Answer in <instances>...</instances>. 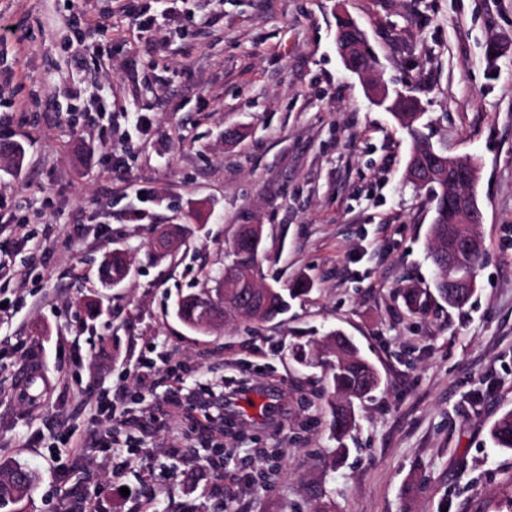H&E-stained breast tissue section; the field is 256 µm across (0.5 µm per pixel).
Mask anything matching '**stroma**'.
Masks as SVG:
<instances>
[{
	"label": "stroma",
	"mask_w": 512,
	"mask_h": 512,
	"mask_svg": "<svg viewBox=\"0 0 512 512\" xmlns=\"http://www.w3.org/2000/svg\"><path fill=\"white\" fill-rule=\"evenodd\" d=\"M113 6L0 0L18 28L0 39V143L24 147L0 160V457L41 474L15 512H312L316 488L330 512H512V451L489 438L512 411V0ZM341 15L434 146L479 164L463 308L404 306L402 288L434 286L433 211L405 179L407 130L336 51ZM145 108L152 130L129 134L123 110ZM174 224L189 234L155 260ZM243 224L263 227V283L313 286L272 322L192 332L176 303L216 287ZM116 248L130 273L105 287ZM336 330L380 375L342 459L329 371L295 356ZM106 395L116 417L92 415Z\"/></svg>",
	"instance_id": "1"
}]
</instances>
